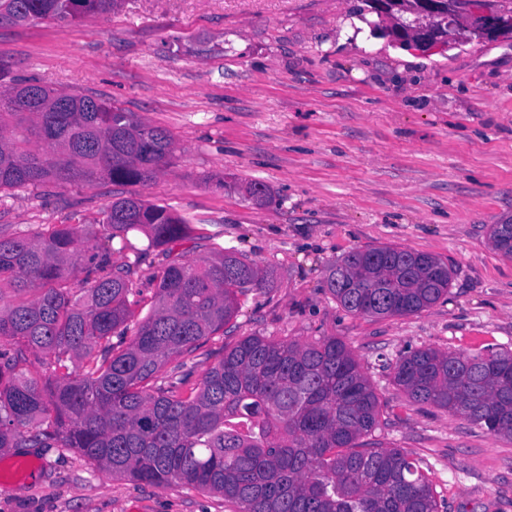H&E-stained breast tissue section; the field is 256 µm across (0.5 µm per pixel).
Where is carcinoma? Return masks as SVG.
Returning <instances> with one entry per match:
<instances>
[{
  "label": "carcinoma",
  "instance_id": "1",
  "mask_svg": "<svg viewBox=\"0 0 512 512\" xmlns=\"http://www.w3.org/2000/svg\"><path fill=\"white\" fill-rule=\"evenodd\" d=\"M416 2L399 0L392 24H374L378 35L409 46L402 30ZM124 4L0 0V24L72 23ZM53 99L66 108L48 106ZM173 150L167 131L104 101L37 83L0 91V202L47 182L144 185ZM132 232L161 247L194 228L130 194L106 207L98 231L55 224L0 234V341L13 346L0 353L1 451L68 448L114 477L221 494L235 512H438L430 468L363 441L379 425V399L335 336H244L195 387L190 370L159 377L170 359L224 332L238 296L266 285L269 272L237 251L174 260L153 276L154 305L136 321L143 252ZM490 238L512 258V223L491 225ZM124 251L135 262L114 263ZM450 282L441 260L382 246L348 253L323 287L351 314L387 318L431 308ZM33 363L51 375H28ZM393 380L414 402L512 439V351L417 349L398 358Z\"/></svg>",
  "mask_w": 512,
  "mask_h": 512
}]
</instances>
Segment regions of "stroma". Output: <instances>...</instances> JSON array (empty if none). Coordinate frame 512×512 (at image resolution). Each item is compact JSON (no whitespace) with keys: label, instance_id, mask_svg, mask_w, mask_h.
I'll use <instances>...</instances> for the list:
<instances>
[{"label":"stroma","instance_id":"stroma-1","mask_svg":"<svg viewBox=\"0 0 512 512\" xmlns=\"http://www.w3.org/2000/svg\"><path fill=\"white\" fill-rule=\"evenodd\" d=\"M360 0H127L73 23L0 27V84L35 80L105 101L164 128L169 164L141 198L195 226L173 249L144 250L138 316L153 275L235 249L271 271L240 299L223 335L197 352L199 374L244 336H334L379 397L371 439L431 467L439 512H512V440L409 400L392 363L433 347L512 350V259L490 227L512 222V38H471L431 52L356 28ZM269 198L256 205L249 181ZM128 187L98 179L19 189L0 231L96 224ZM397 246L440 258L447 297L418 314L377 319L342 309L322 287L348 252ZM0 512H234L222 495L112 477L60 448L0 452Z\"/></svg>","mask_w":512,"mask_h":512}]
</instances>
